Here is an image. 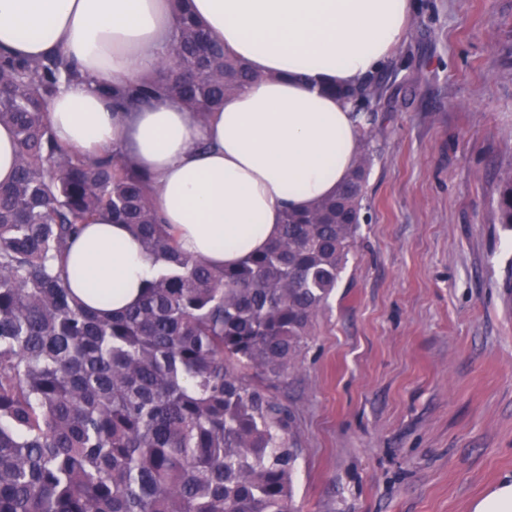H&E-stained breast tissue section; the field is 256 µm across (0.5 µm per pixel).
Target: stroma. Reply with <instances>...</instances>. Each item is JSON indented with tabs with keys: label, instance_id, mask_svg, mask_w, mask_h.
<instances>
[{
	"label": "stroma",
	"instance_id": "stroma-1",
	"mask_svg": "<svg viewBox=\"0 0 512 512\" xmlns=\"http://www.w3.org/2000/svg\"><path fill=\"white\" fill-rule=\"evenodd\" d=\"M356 245L295 371V512H473L512 477V0H414Z\"/></svg>",
	"mask_w": 512,
	"mask_h": 512
}]
</instances>
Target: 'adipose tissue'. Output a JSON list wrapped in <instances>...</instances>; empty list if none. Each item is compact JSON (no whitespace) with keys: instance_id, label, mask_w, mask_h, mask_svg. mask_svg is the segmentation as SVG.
<instances>
[{"instance_id":"adipose-tissue-1","label":"adipose tissue","mask_w":512,"mask_h":512,"mask_svg":"<svg viewBox=\"0 0 512 512\" xmlns=\"http://www.w3.org/2000/svg\"><path fill=\"white\" fill-rule=\"evenodd\" d=\"M172 0H0V53L56 54L80 74L49 109L56 139L94 159L121 145L153 176L155 204L181 249L215 267L264 250L285 211L331 196L360 149V85L403 40L412 0H190L193 15L258 79L207 118L159 98L118 112L104 81L154 74L173 40ZM64 272L89 306L120 311L154 269L125 225L87 221Z\"/></svg>"}]
</instances>
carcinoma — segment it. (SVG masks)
I'll return each instance as SVG.
<instances>
[{
	"label": "carcinoma",
	"mask_w": 512,
	"mask_h": 512,
	"mask_svg": "<svg viewBox=\"0 0 512 512\" xmlns=\"http://www.w3.org/2000/svg\"><path fill=\"white\" fill-rule=\"evenodd\" d=\"M183 2L168 62L103 85L113 107L166 96L201 117L255 78ZM63 76L76 73L57 56L0 57V124L18 150L0 186V512H292L300 449L271 388L338 286L369 148L334 196L286 212L264 251L218 269L180 250L151 175L120 148L92 161L58 143L47 114ZM380 89L372 78L338 93L369 121ZM498 211L511 225L512 177ZM101 215L127 225L156 267L133 307L106 315L55 266Z\"/></svg>",
	"instance_id": "obj_1"
}]
</instances>
